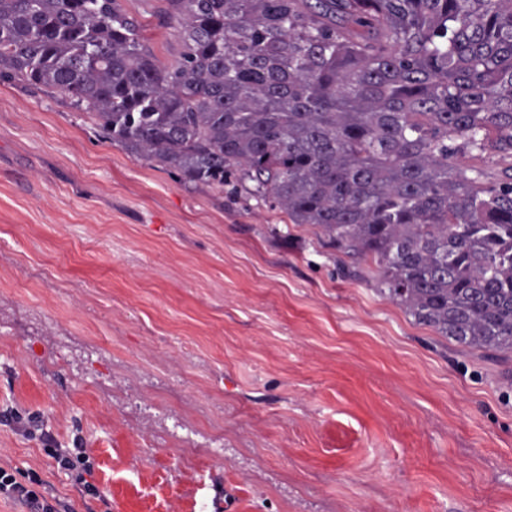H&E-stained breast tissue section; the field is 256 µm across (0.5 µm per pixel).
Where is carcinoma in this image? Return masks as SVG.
Instances as JSON below:
<instances>
[{
  "label": "carcinoma",
  "instance_id": "carcinoma-1",
  "mask_svg": "<svg viewBox=\"0 0 512 512\" xmlns=\"http://www.w3.org/2000/svg\"><path fill=\"white\" fill-rule=\"evenodd\" d=\"M167 2L172 69L117 0H0V81L320 225L419 323L512 352V183L485 187L451 145L512 152V0ZM362 18L365 37L336 30Z\"/></svg>",
  "mask_w": 512,
  "mask_h": 512
}]
</instances>
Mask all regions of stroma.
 <instances>
[{"label":"stroma","mask_w":512,"mask_h":512,"mask_svg":"<svg viewBox=\"0 0 512 512\" xmlns=\"http://www.w3.org/2000/svg\"><path fill=\"white\" fill-rule=\"evenodd\" d=\"M161 66L165 0H118ZM487 186L512 155L462 150ZM0 83V466L74 512H512V362L418 323L371 258ZM75 449L78 453L72 457V454L66 449L53 448V458H55L60 467L65 470H74L79 465L84 472L91 473L92 464L89 461L90 457L86 455V452L82 448Z\"/></svg>","instance_id":"stroma-1"}]
</instances>
